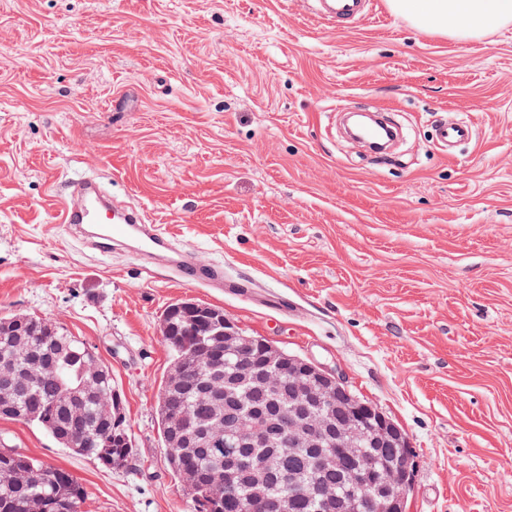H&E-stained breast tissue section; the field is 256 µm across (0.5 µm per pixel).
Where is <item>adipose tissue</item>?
Here are the masks:
<instances>
[{
    "instance_id": "adipose-tissue-1",
    "label": "adipose tissue",
    "mask_w": 512,
    "mask_h": 512,
    "mask_svg": "<svg viewBox=\"0 0 512 512\" xmlns=\"http://www.w3.org/2000/svg\"><path fill=\"white\" fill-rule=\"evenodd\" d=\"M419 30L458 41L478 40L512 23V0H388Z\"/></svg>"
}]
</instances>
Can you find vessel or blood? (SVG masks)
Listing matches in <instances>:
<instances>
[{
    "instance_id": "vessel-or-blood-1",
    "label": "vessel or blood",
    "mask_w": 512,
    "mask_h": 512,
    "mask_svg": "<svg viewBox=\"0 0 512 512\" xmlns=\"http://www.w3.org/2000/svg\"><path fill=\"white\" fill-rule=\"evenodd\" d=\"M365 0H318V10L322 19L340 28L349 21L362 16ZM473 128L461 122L439 126L436 133L438 143L443 147H452L457 143L472 139ZM76 191L84 204L79 208H66L63 221L71 228H79L81 224L94 220L103 209L104 204L96 182L83 179L76 183ZM97 244L101 249H111L113 243L134 241L152 253L169 250L167 235L159 225L147 223L144 215L134 209L116 211L112 221L100 225L94 231ZM172 263L180 279L200 285H223L224 268L220 265H204L189 256L176 255Z\"/></svg>"
}]
</instances>
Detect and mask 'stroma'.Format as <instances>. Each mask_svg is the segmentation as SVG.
<instances>
[{"label": "stroma", "instance_id": "obj_1", "mask_svg": "<svg viewBox=\"0 0 512 512\" xmlns=\"http://www.w3.org/2000/svg\"><path fill=\"white\" fill-rule=\"evenodd\" d=\"M0 0V318H46L112 370L133 456L107 469L33 424L0 439L67 470L83 512H194L170 471L160 323L192 301L332 370L406 434L407 512H512V25L471 42L371 0ZM395 113L380 156L340 109ZM465 121L453 153L438 125ZM144 209L213 288L60 206L77 174ZM366 0H318V10L322 19L334 27L342 28L349 21L365 17ZM169 261L175 266L179 278L200 285H224V265H204L189 256L177 254Z\"/></svg>", "mask_w": 512, "mask_h": 512}]
</instances>
